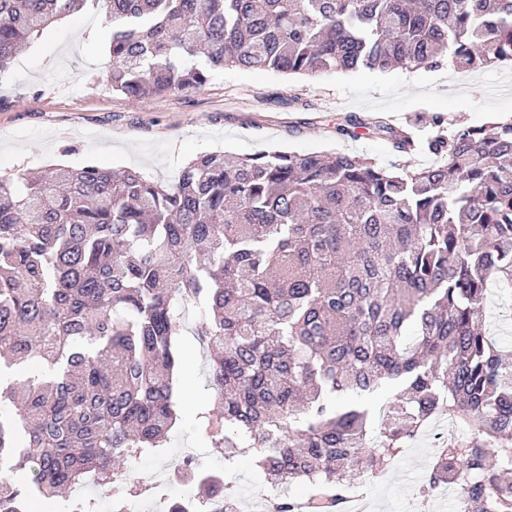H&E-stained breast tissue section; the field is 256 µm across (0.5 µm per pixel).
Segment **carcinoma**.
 Instances as JSON below:
<instances>
[{
  "label": "carcinoma",
  "instance_id": "cac0c4a2",
  "mask_svg": "<svg viewBox=\"0 0 512 512\" xmlns=\"http://www.w3.org/2000/svg\"><path fill=\"white\" fill-rule=\"evenodd\" d=\"M103 13L104 77L129 98L200 90L213 71L286 75L512 64V0H0V71L53 22ZM395 152L412 126L348 114ZM434 166L358 154L204 152L170 181L96 161L0 175V512H53L86 477L164 447L173 372L198 310L215 412L205 434L253 453L266 484L311 488L277 512H340L440 416L421 493L512 512V353L484 328L489 285L512 303V120L449 131ZM50 371L34 375L35 365ZM401 390L376 416L362 399ZM192 472L210 500L219 484Z\"/></svg>",
  "mask_w": 512,
  "mask_h": 512
}]
</instances>
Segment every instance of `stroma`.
<instances>
[{
    "mask_svg": "<svg viewBox=\"0 0 512 512\" xmlns=\"http://www.w3.org/2000/svg\"><path fill=\"white\" fill-rule=\"evenodd\" d=\"M108 28L102 15L87 13L53 23L0 72V174L37 172L53 164L79 168L91 161L132 168L169 180L199 153L221 149L252 154L278 149L366 155L407 170L435 163L429 153L396 154L383 137H336L347 114L404 124L420 117V137L443 116L448 129L512 117V66L461 71L446 65L415 69L325 72L315 77L227 68L199 90L130 99L101 79L107 62ZM181 353L195 358L196 385L181 394V418L166 447L127 459L124 471L99 492L98 512L133 498L137 508L160 497L196 496V483L174 479L184 460L224 473V491L245 497L261 476L244 461L225 459L208 445L201 423L215 407L207 387L208 361L197 312L186 314ZM433 442L420 436L387 473L367 489L374 512H414L434 459Z\"/></svg>",
    "mask_w": 512,
    "mask_h": 512,
    "instance_id": "1",
    "label": "stroma"
}]
</instances>
